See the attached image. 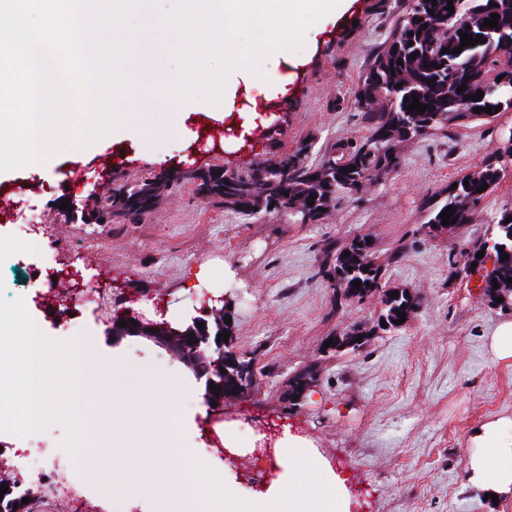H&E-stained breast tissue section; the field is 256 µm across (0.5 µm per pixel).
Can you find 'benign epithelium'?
Listing matches in <instances>:
<instances>
[{
    "label": "benign epithelium",
    "mask_w": 512,
    "mask_h": 512,
    "mask_svg": "<svg viewBox=\"0 0 512 512\" xmlns=\"http://www.w3.org/2000/svg\"><path fill=\"white\" fill-rule=\"evenodd\" d=\"M122 319L127 321V326L121 327L112 320L106 322L105 335L112 340V344L117 345L128 337H136L165 350L180 361L195 379L205 380L203 402L207 410L216 412L223 409L224 393L214 395L210 385L222 386V382L215 380V377L221 374L220 367L224 366V342L199 336L197 343L190 345L184 330L173 328L167 323L147 321L133 310L122 316ZM131 319L136 324L129 323Z\"/></svg>",
    "instance_id": "1"
}]
</instances>
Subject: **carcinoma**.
<instances>
[{"mask_svg":"<svg viewBox=\"0 0 512 512\" xmlns=\"http://www.w3.org/2000/svg\"><path fill=\"white\" fill-rule=\"evenodd\" d=\"M454 11L446 10L448 5ZM500 15L498 27L483 26L491 14ZM427 28H422V25ZM481 36L474 46H461L460 33ZM463 47L456 54L455 48ZM512 57V0H409L408 7L396 20L393 30L382 43L371 69L360 83L355 104L371 123V135L360 143L348 142L325 153L314 163L308 160L306 148L284 154L272 161L263 162L257 168L263 176L253 177L252 171H229L225 168L209 170L186 169L177 177L160 183L156 178L124 183L112 190L108 217H123L132 222L150 214L158 206L166 192L185 182L195 185V194H206L209 199L224 202V207L245 216L273 212L288 213L304 219L310 216L311 223L318 224L329 216L330 208L341 194L360 192L366 185L395 171L399 165V146L414 137L433 130H442L449 123L477 119L491 121L499 115L476 113L474 108L502 106V111H512V69L503 64V57ZM504 75V82L499 76ZM463 92H458L461 85ZM484 96L472 100L477 92ZM427 105L424 113L407 110L413 96ZM348 172L342 173L340 169ZM501 178V169L495 163L464 174L457 179V188L447 187L445 197L431 203L423 223L430 235L443 231L455 232L463 224H469L480 202L495 190ZM469 185H464V182ZM482 192L477 189L483 185ZM324 211H319V208ZM454 211L457 222L442 225L441 212L446 208ZM512 208L501 211L493 220V245L483 244L465 253L463 271L474 274L485 269L486 258L477 257L480 251L494 254L492 270L484 275L482 295L489 305L496 298L504 308L512 306ZM350 256H344V253ZM509 254L503 258V254ZM368 271H363V267ZM381 265L377 261L367 238L355 237L336 250L333 257V281L339 299L363 300L379 295L383 305L379 321L395 328L399 320L398 311L411 318L419 307L417 296L407 293L405 288L382 286ZM360 288H353L354 281ZM498 288H493V283ZM399 295L392 296L393 292ZM371 331L352 329L337 337L333 346L338 349H358L367 342ZM362 341L357 342L355 338ZM224 393L239 386L244 391L254 379L252 362L224 346ZM312 370L298 373L288 383L283 393L284 402L294 406L301 398V390L313 380Z\"/></svg>","mask_w":512,"mask_h":512,"instance_id":"cac0c4a2","label":"carcinoma"}]
</instances>
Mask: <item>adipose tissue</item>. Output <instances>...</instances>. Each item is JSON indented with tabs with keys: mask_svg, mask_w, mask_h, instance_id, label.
Segmentation results:
<instances>
[{
	"mask_svg": "<svg viewBox=\"0 0 512 512\" xmlns=\"http://www.w3.org/2000/svg\"><path fill=\"white\" fill-rule=\"evenodd\" d=\"M110 379L116 384L158 389L160 396L151 411L162 425L132 427L119 416L111 427L102 429L101 440L111 443L114 451L125 448L135 434L143 452L118 462L112 455L88 448V469L101 493L127 482L133 496L155 501L160 512H187L189 499L197 497L219 502L220 512H348L345 477L306 437L283 430L275 443V459L281 468L277 479L267 490L245 495L234 485L229 466L193 437L195 413L185 403L200 399L202 392L186 373L173 370L160 375L146 361L122 356L113 362ZM473 440L496 448L498 455L492 470L481 458L471 459L473 485L489 495L512 492V432L491 422L482 425ZM175 455L182 460L178 470L167 464Z\"/></svg>",
	"mask_w": 512,
	"mask_h": 512,
	"instance_id": "1",
	"label": "adipose tissue"
}]
</instances>
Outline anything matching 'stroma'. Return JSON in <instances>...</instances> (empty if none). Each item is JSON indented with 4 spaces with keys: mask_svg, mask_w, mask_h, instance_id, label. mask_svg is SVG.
Here are the masks:
<instances>
[{
    "mask_svg": "<svg viewBox=\"0 0 512 512\" xmlns=\"http://www.w3.org/2000/svg\"><path fill=\"white\" fill-rule=\"evenodd\" d=\"M407 0H356L347 22L328 29L299 67L286 96L270 109L268 126L235 152L224 149L228 131L206 113L192 112L182 135L159 129L150 156L128 141L104 135L90 148L49 149L44 172L17 169L0 176V196L12 203L0 220V239L16 244L14 258L0 262V310L20 292L28 314L42 320L49 346L45 415L31 432L0 437V446L24 447L26 456L48 448L69 455L80 439L93 438L98 422H111L112 401L102 397L98 416L87 413L82 390L71 387L62 353L74 339L93 351L95 373L109 375L119 350L138 357L143 343L113 347L103 315L85 309L64 324L46 318L42 290L29 271L89 268L112 291V314L143 311L159 298L155 313L187 320L207 308L214 294L228 296L234 314V347L253 358L252 386L225 400L223 420L268 435L264 446L234 459L233 480L245 492L260 490L261 469L274 479L272 438L283 427L311 439L347 479L349 512H512V494L486 498L469 483L473 435L483 424L512 421V357H497L498 326L512 322V307L493 308L460 268L462 253L491 236V220L512 207V160L498 187L479 204L472 223L452 235H427L425 203L449 182L494 161L512 112L491 122H453L400 146L396 171L353 196H339L321 224L286 217H245L196 196L185 183L135 224L68 223L61 199L94 206L120 184L160 169L220 166L245 171L310 144V160L327 148L360 141L370 124L354 104L374 51L393 29ZM55 237L58 252L35 253L32 237ZM370 242L387 287H407L419 307L400 328L377 326L378 297L337 302L329 258L353 237ZM217 272L200 288L185 283L200 267ZM369 330L355 351L327 348L330 338L353 328ZM314 368L305 398L285 406L288 380ZM71 512H148L127 495L101 497L85 477L72 489Z\"/></svg>",
    "mask_w": 512,
    "mask_h": 512,
    "instance_id": "obj_1",
    "label": "stroma"
}]
</instances>
